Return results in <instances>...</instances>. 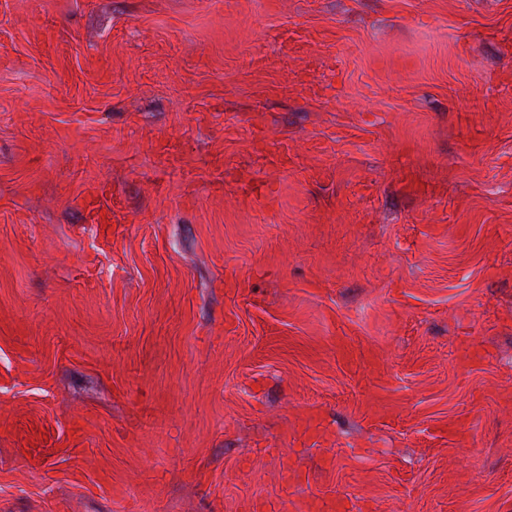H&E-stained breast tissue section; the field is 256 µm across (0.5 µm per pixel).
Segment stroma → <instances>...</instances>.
Wrapping results in <instances>:
<instances>
[{
    "mask_svg": "<svg viewBox=\"0 0 512 512\" xmlns=\"http://www.w3.org/2000/svg\"><path fill=\"white\" fill-rule=\"evenodd\" d=\"M0 512H512V0H0Z\"/></svg>",
    "mask_w": 512,
    "mask_h": 512,
    "instance_id": "stroma-1",
    "label": "stroma"
}]
</instances>
